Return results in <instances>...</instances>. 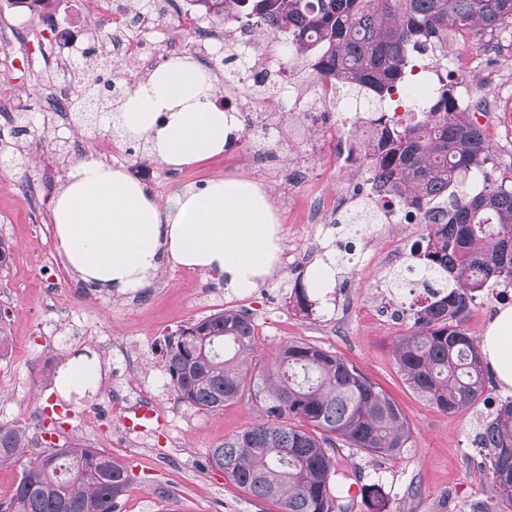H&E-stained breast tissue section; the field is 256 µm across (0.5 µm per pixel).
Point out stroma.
I'll use <instances>...</instances> for the list:
<instances>
[{
	"label": "stroma",
	"mask_w": 512,
	"mask_h": 512,
	"mask_svg": "<svg viewBox=\"0 0 512 512\" xmlns=\"http://www.w3.org/2000/svg\"><path fill=\"white\" fill-rule=\"evenodd\" d=\"M23 17L20 40L40 46L37 68L0 41V94L16 99L15 123L27 127L25 150L29 160L11 164L15 140L0 130V236L12 241L14 251L0 269V310L8 311L10 353L0 357V421L22 424L33 450L79 442L103 449L128 465L135 482L116 512H280L277 504L252 498L224 474L209 466L210 448L226 435L252 427L261 408L253 391L221 412H208L177 400L167 371L166 343L180 328L226 308H242L253 317L257 346L252 375L272 366L279 348L296 340L319 345L356 364L401 406L413 430L415 443L400 456L381 458L351 450L347 457L362 482L381 484L388 505L385 512H473L489 502L483 482L484 450L477 434L493 402L506 393L490 381L488 402L449 415L430 406L402 380L392 350L398 336L412 321L403 315L383 323L375 313L381 301L413 303L415 288L388 290L392 269H404L412 243L421 239L424 225L401 223L396 229L378 225L370 239L342 234L333 224H310L304 206L314 197H336L359 183L354 166L344 163L328 144L335 135L350 136L355 112L346 101L335 111L339 127L316 131L299 116H292L285 135L265 162L249 159L233 146L224 156L201 165L186 166L184 174H169L151 163L149 177H141L140 161L127 156L121 166L132 178H144L158 197L180 185L216 175H233L260 184L279 216L284 251L277 273L245 296L231 294L216 274L163 268L150 286L130 304L89 289L80 294L52 283L48 270L34 266L32 252L62 264L54 237L33 236L32 225H50L49 200L59 191L78 157L72 138L101 140L105 127L87 126L77 114L59 121L43 108L52 92L56 68L52 35L43 15L10 6L0 0V28ZM490 34L448 35V67L455 71L459 97L477 102L471 117L483 129L496 157V175L512 180V39L499 38L490 49ZM36 185V197L21 192V185ZM355 254L338 264L336 286L319 300L311 315L295 311L289 296L308 267L338 245ZM400 250L395 267L382 264L378 254L386 245ZM76 359H91L103 371V385L93 391L60 395L55 380L62 366ZM128 405L147 402L157 414L147 425L145 444L126 438L122 417H102L110 398ZM96 419L94 430L81 429L85 417Z\"/></svg>",
	"instance_id": "stroma-1"
}]
</instances>
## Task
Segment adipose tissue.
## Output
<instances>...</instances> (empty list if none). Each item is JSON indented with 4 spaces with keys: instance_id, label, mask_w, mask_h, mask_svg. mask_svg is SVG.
<instances>
[{
    "instance_id": "1",
    "label": "adipose tissue",
    "mask_w": 512,
    "mask_h": 512,
    "mask_svg": "<svg viewBox=\"0 0 512 512\" xmlns=\"http://www.w3.org/2000/svg\"><path fill=\"white\" fill-rule=\"evenodd\" d=\"M212 69L175 57L126 87L108 105L128 138L172 168L221 155L241 136L224 109ZM61 256L85 282L121 298L144 288L166 266L214 273L243 294L269 279L283 253L279 223L255 182L217 175L158 199L119 167L86 154L51 199ZM484 361L502 389L512 388V305L497 307L481 339ZM96 362L73 361L58 373L60 394L96 388Z\"/></svg>"
}]
</instances>
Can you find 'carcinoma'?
<instances>
[{
	"label": "carcinoma",
	"mask_w": 512,
	"mask_h": 512,
	"mask_svg": "<svg viewBox=\"0 0 512 512\" xmlns=\"http://www.w3.org/2000/svg\"><path fill=\"white\" fill-rule=\"evenodd\" d=\"M198 11L259 36L284 38L280 65L289 83L305 68L336 95L340 89L370 114L357 123L351 152L375 189L428 218L411 246L415 263L391 277L438 292L412 312L411 331L395 340L394 360L410 389L438 410L461 413L487 399L489 380L475 337L462 327L477 294L512 288V181L494 176L496 162L471 105L448 83V31L490 30L512 37V0H189ZM419 58L434 63L438 86L408 94ZM95 75L87 90L97 113L124 90L115 70ZM395 101L420 119L403 123L378 112ZM482 187L464 188L469 175ZM256 346L251 315L213 313L168 342L166 365L178 399L221 412L247 385L246 362ZM268 399L260 420L210 449L208 463L249 495L281 512H352L343 495L339 450L397 457L414 432L398 403L353 362L316 345L290 341L259 382ZM489 498L512 508V398L501 401L479 433ZM17 423L0 422V466L28 459L0 512H115L130 489L127 466L81 444L29 454ZM361 499L384 512L381 485L363 484Z\"/></svg>",
	"instance_id": "1"
}]
</instances>
